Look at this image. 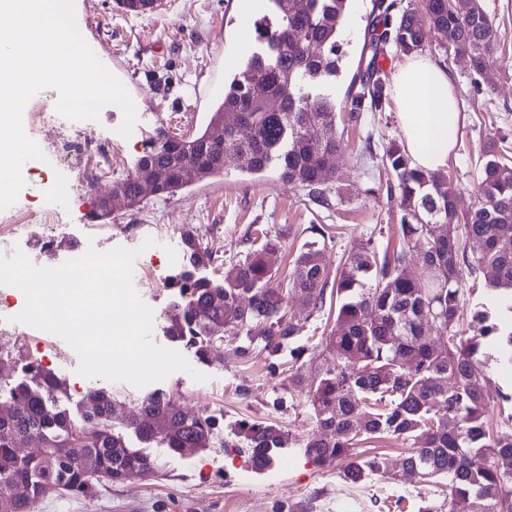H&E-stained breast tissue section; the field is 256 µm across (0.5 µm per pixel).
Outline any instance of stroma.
<instances>
[{
	"label": "stroma",
	"mask_w": 512,
	"mask_h": 512,
	"mask_svg": "<svg viewBox=\"0 0 512 512\" xmlns=\"http://www.w3.org/2000/svg\"><path fill=\"white\" fill-rule=\"evenodd\" d=\"M497 29L499 62L484 75L473 74L467 53L445 51L443 39L429 33L424 50L434 63L448 70L462 103V125L457 144L441 177L457 189V211L466 215L476 204V184L484 146L494 139L512 149V0H481ZM78 29L95 43L96 55L123 84L137 109L134 137L117 135L123 114L119 107H104L98 120H63L65 134L82 135L91 145L68 162H59L55 132L31 118L43 102L26 104L23 126L45 155L25 164V185L16 204L29 213L59 208L67 213L66 225L55 233L47 262L66 260L76 242L94 244L85 224L107 184L96 183L93 146L111 139L117 168L113 181L131 174L147 141L157 133L173 134L182 126L186 137L195 136L208 123L219 95L211 84H223L224 61L241 51L244 30L253 22L242 21L238 0H157L144 15L122 11L118 0H74ZM372 10L371 0H351V21L344 33L343 71L336 80V130L342 149L328 163L332 188L330 207L310 201L306 190L289 183L275 171L248 175L225 169L223 175L192 183L170 198L146 196L132 209L116 211L110 221L112 244L138 249L141 238L156 225L183 245L184 234L194 230L224 260L240 258L252 240L263 234L283 235L282 248L270 257L279 273L312 242L309 225L327 224L333 239L326 243L323 262L335 271L353 245L371 242L378 251L396 252L402 245L398 192L394 175L383 163L386 148L401 144L398 108L387 98L382 111L353 114L347 96L350 80L358 70L364 32ZM288 314L305 325L304 358L322 364L320 345L334 324L331 306L316 313L289 301ZM237 336H225L215 345L208 363L198 364L203 382L177 371L149 389L125 382H108L117 406L115 420L126 427L138 415L147 390L165 392L187 413L208 404L209 414L231 429L244 418L269 422L289 435L276 464L254 470L246 454L213 446L180 456L156 444L149 453L153 467L139 477L99 488L91 498L47 496L33 501L29 512H448V484L421 483L405 478L372 475L351 485L342 477L341 464L315 466L304 455V441L316 431L312 410L303 393L292 389L287 374H270L267 355L254 353L248 363L232 354ZM24 361H37L62 379L68 397L62 405L75 410L92 386V379L77 374L79 358L64 342L25 325L11 347ZM134 440L132 430L124 432Z\"/></svg>",
	"instance_id": "stroma-1"
}]
</instances>
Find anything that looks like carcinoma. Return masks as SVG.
<instances>
[{
	"label": "carcinoma",
	"instance_id": "obj_1",
	"mask_svg": "<svg viewBox=\"0 0 512 512\" xmlns=\"http://www.w3.org/2000/svg\"><path fill=\"white\" fill-rule=\"evenodd\" d=\"M422 2L425 25L411 9L395 16V4L373 0L363 47L371 59L352 95L354 111L382 109L386 82L375 61L390 43L405 55L421 51L428 28L449 42L466 43L474 72L497 64L495 26L480 0L466 14L448 9L447 0ZM296 3L294 8L291 0H268L254 50L224 80V99L205 128L185 143L166 136L154 140L137 160L135 173L113 190L125 206L144 198L138 186L143 168L166 173L159 196L168 197L190 183L187 170L201 181L224 172L229 162L248 174L275 169L317 203L331 205L322 168L341 148L333 82L342 72L341 36L350 0ZM239 114L251 120L224 126V154L213 153L210 128L223 116ZM483 156L477 203L462 224L465 238L483 241L478 254L469 255L459 244L453 183L413 167L394 145L384 162L397 181L400 251L390 256L361 243L331 281L322 250L312 242L281 278L267 261L281 248V237L266 235L259 247L224 266L221 278L209 279L198 272L218 257L191 230L184 237L181 270L167 284L175 290L167 336L203 363L213 344L235 330L241 338L233 349L236 357L248 360L260 347L274 358L303 333V326L288 317L286 299L314 313L326 295L336 297L335 325L322 341L328 359L311 368L306 391L321 433L306 440L305 455L317 466L347 462L343 477L351 483L370 474L397 479L390 456L359 451L370 439L394 436L409 444L399 462L419 481L448 480V512H512V432L495 435L486 421L491 401L512 405V394L492 388L488 376L495 364L512 366V321L495 317L512 316V165L494 141ZM434 224L448 225L447 236L435 237ZM419 245L425 270L410 275L407 254ZM465 274L483 280L492 293L489 302L477 305L473 318L480 328L473 336L458 329ZM442 338L447 343L440 349ZM401 356L411 359L409 368L399 365ZM61 394H67L64 383L50 371L0 351V399L14 409L0 414V512H27L49 485L61 497H91L154 464L115 431L112 391H88L80 403V426L58 406ZM450 417L456 420L452 428ZM130 426L144 445L161 443L179 455L217 442L237 449L240 438L259 470L274 465L288 444L280 428L251 418L239 420L234 438L226 439L215 417L187 414L162 392L142 400L140 417ZM28 440L39 441L45 453L18 454L16 448ZM14 485L23 486V496H12Z\"/></svg>",
	"mask_w": 512,
	"mask_h": 512
}]
</instances>
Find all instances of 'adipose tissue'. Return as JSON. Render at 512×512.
Returning a JSON list of instances; mask_svg holds the SVG:
<instances>
[{"instance_id": "1", "label": "adipose tissue", "mask_w": 512, "mask_h": 512, "mask_svg": "<svg viewBox=\"0 0 512 512\" xmlns=\"http://www.w3.org/2000/svg\"><path fill=\"white\" fill-rule=\"evenodd\" d=\"M393 86L412 165L440 171L457 144L461 121L459 96L448 72L428 57L415 54L396 73Z\"/></svg>"}]
</instances>
